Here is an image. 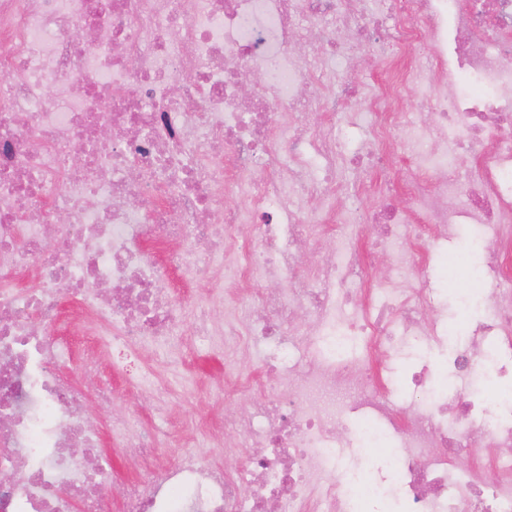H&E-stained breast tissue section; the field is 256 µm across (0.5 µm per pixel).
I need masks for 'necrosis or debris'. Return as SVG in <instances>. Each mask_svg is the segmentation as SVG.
Listing matches in <instances>:
<instances>
[{
  "label": "necrosis or debris",
  "mask_w": 512,
  "mask_h": 512,
  "mask_svg": "<svg viewBox=\"0 0 512 512\" xmlns=\"http://www.w3.org/2000/svg\"><path fill=\"white\" fill-rule=\"evenodd\" d=\"M370 42L383 52L361 84L351 63ZM411 91L424 123L399 108ZM354 96L370 127L360 150L336 136ZM467 151L460 183L448 165ZM395 158L411 172L405 206L386 178ZM371 194L387 204L368 214L357 203ZM463 224L483 258L457 272L486 285L490 314L400 404L388 361L447 340L427 274ZM321 236L333 254L310 279L298 259ZM175 273L206 296L176 300ZM340 328L366 358L343 356ZM189 332L266 349L232 473L198 462L211 428L165 468L170 430L83 414L117 395L101 376L112 345L168 357ZM450 365L479 380L482 404L438 386ZM509 365L512 0H0V512H512V398L489 387ZM115 439L136 473L117 509L103 453ZM380 444L385 473L349 465L348 449ZM463 448L491 451L489 468L461 472Z\"/></svg>",
  "instance_id": "4bbe7bcc"
}]
</instances>
